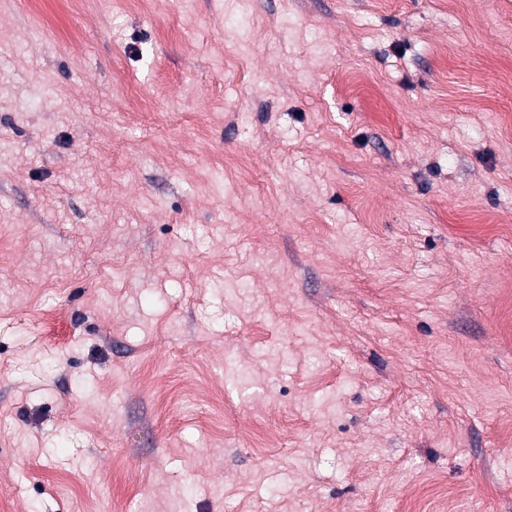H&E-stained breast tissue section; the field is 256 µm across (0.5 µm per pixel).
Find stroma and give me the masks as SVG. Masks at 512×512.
I'll return each mask as SVG.
<instances>
[{"label": "stroma", "instance_id": "obj_1", "mask_svg": "<svg viewBox=\"0 0 512 512\" xmlns=\"http://www.w3.org/2000/svg\"><path fill=\"white\" fill-rule=\"evenodd\" d=\"M0 512H512V0H0Z\"/></svg>", "mask_w": 512, "mask_h": 512}]
</instances>
